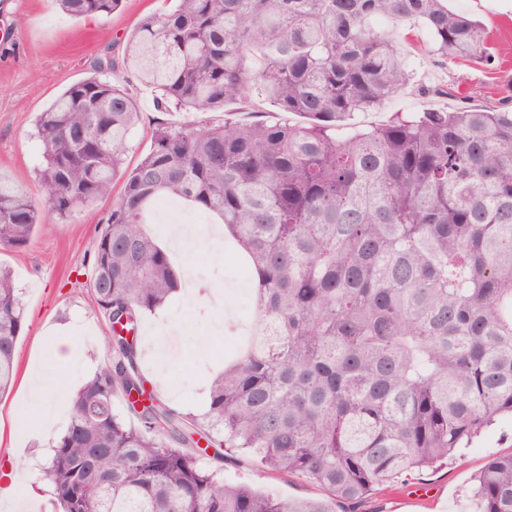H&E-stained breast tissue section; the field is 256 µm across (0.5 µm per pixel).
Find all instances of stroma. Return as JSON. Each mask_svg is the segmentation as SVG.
<instances>
[{
    "label": "stroma",
    "mask_w": 512,
    "mask_h": 512,
    "mask_svg": "<svg viewBox=\"0 0 512 512\" xmlns=\"http://www.w3.org/2000/svg\"><path fill=\"white\" fill-rule=\"evenodd\" d=\"M158 0H123L108 15L73 18L54 0H0V173L37 192L41 146L34 138L37 112L46 109L70 85L93 76V61L107 56L116 63L111 73L124 85L140 110L128 165H135L151 146L158 124L208 126L230 119L238 122L280 121L301 123L300 115L280 111L258 90L215 112L184 113L161 109L154 90L139 82L123 65L125 38ZM453 9L479 20L488 32L495 55L492 66L467 60H439L430 51L427 32L419 34V48L410 58L412 86L383 107L358 112L354 125H379L395 112L450 109L457 98L445 96L455 87L472 91V106L497 108L512 96V0H450ZM116 196L96 201L66 221L42 210V229L19 251L0 253V265L9 268L25 307V328L16 347L17 375L9 394L0 398V465L26 469L31 451L50 445L67 424L64 397L49 407L30 404L27 378L34 364H43L62 377L68 393H75L88 373L112 358L106 340L107 321L89 286L98 222L106 217ZM231 241L222 250L200 244L193 251L171 253L181 271H199V292L194 298L176 294L163 309L144 318L141 367L147 378L159 381V399L179 412L203 414L208 408L212 378L223 370L233 349L230 333H223V352L203 365L193 354L199 341L211 340L210 327L225 309L240 311L251 304L244 293L243 261ZM70 336L87 360L86 368L60 367L55 349L61 336ZM512 453V421L506 420L476 438L465 457L433 470H422L398 482L377 487L355 512H473L470 498L473 477L495 456ZM225 479L255 484L289 498H318L321 490L300 478L279 480L260 476L255 462L235 456L222 464Z\"/></svg>",
    "instance_id": "obj_1"
}]
</instances>
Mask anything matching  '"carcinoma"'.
Returning <instances> with one entry per match:
<instances>
[{
    "mask_svg": "<svg viewBox=\"0 0 512 512\" xmlns=\"http://www.w3.org/2000/svg\"><path fill=\"white\" fill-rule=\"evenodd\" d=\"M56 3L82 18L122 0ZM407 24L442 60L492 62L483 25L447 0H178L140 20L124 49L162 108L223 110L256 84L307 123L159 126L129 169L140 112L119 84L92 76L38 113L39 192L58 219L123 181L92 258L112 360L71 397L44 470L61 512H336L512 420V111L345 123L407 88ZM162 193L219 216L253 272L259 341L212 380L199 419L130 400L147 379L137 342L114 330L124 317L137 328L181 287L143 228ZM39 226L35 200L0 173V250L23 249ZM24 326L0 269V396ZM189 426L324 498L225 480L200 464L207 449L189 445ZM474 500L512 512V455L489 460Z\"/></svg>",
    "mask_w": 512,
    "mask_h": 512,
    "instance_id": "obj_1",
    "label": "carcinoma"
}]
</instances>
